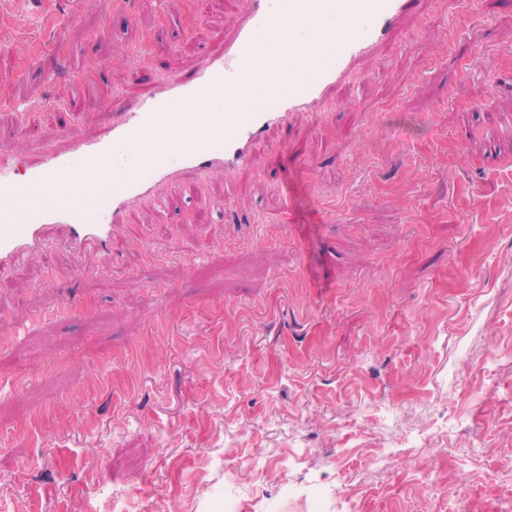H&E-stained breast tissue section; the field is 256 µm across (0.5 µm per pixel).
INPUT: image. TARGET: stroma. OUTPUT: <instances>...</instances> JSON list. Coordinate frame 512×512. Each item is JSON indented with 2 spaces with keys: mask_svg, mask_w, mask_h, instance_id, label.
I'll list each match as a JSON object with an SVG mask.
<instances>
[{
  "mask_svg": "<svg viewBox=\"0 0 512 512\" xmlns=\"http://www.w3.org/2000/svg\"><path fill=\"white\" fill-rule=\"evenodd\" d=\"M245 8L0 0L18 177ZM187 179L0 272V512H512V0H415L248 166Z\"/></svg>",
  "mask_w": 512,
  "mask_h": 512,
  "instance_id": "1",
  "label": "stroma"
}]
</instances>
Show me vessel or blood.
Listing matches in <instances>:
<instances>
[{
	"label": "vessel or blood",
	"instance_id": "vessel-or-blood-1",
	"mask_svg": "<svg viewBox=\"0 0 512 512\" xmlns=\"http://www.w3.org/2000/svg\"><path fill=\"white\" fill-rule=\"evenodd\" d=\"M339 3L364 21L361 34L340 40L335 51L318 58L311 68L292 70L280 85L266 87L262 103L236 113L232 122H225L221 113L198 109L184 115L181 123L192 132L180 153L184 167L200 171L220 167L230 174L247 165L256 144L269 130H288L296 113L314 108L325 90L340 82L358 57L372 52L385 38L395 18L407 12L411 0ZM267 15V0H248L246 16L225 40L222 55H203L190 76L173 77L161 93L134 104L113 124L110 139L74 140L73 149L90 172L67 186L66 200H59L52 192L57 179L70 169L65 153L47 149L40 167L21 181L11 174L9 156L0 154V266L46 248V229L51 224L66 225L72 247L109 246L113 225L121 223L128 210L150 197L156 183L179 177L178 170L160 153L148 163L150 178L137 172L115 184L95 178L93 172L107 158L113 142L135 141L149 134L156 113L165 111L171 99L198 106L206 97L235 87L243 78L255 77L253 60L260 24Z\"/></svg>",
	"mask_w": 512,
	"mask_h": 512
}]
</instances>
